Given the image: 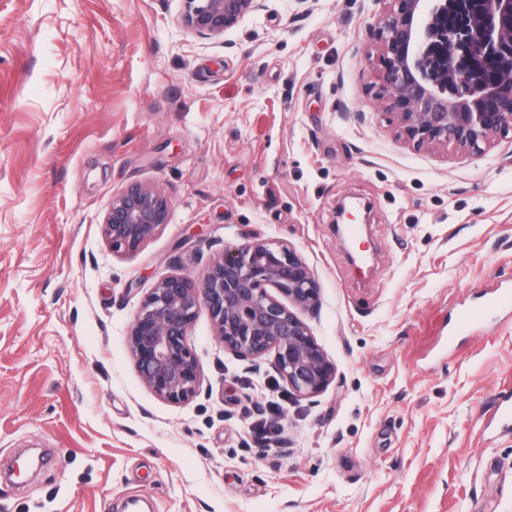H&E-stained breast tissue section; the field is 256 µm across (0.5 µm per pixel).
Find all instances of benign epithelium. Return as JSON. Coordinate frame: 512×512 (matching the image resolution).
Here are the masks:
<instances>
[{
	"label": "benign epithelium",
	"instance_id": "1",
	"mask_svg": "<svg viewBox=\"0 0 512 512\" xmlns=\"http://www.w3.org/2000/svg\"><path fill=\"white\" fill-rule=\"evenodd\" d=\"M183 21L201 36H216L260 11L264 0H184ZM371 32L381 71L377 95L398 121L397 136L417 149L483 154L512 131V0H380ZM495 56L502 82L484 83L478 63ZM169 202L133 184L112 200L102 231L112 250L137 253L168 224ZM295 307L313 310L319 287L306 261L284 241L224 247L199 282L173 274L141 301L128 336L145 385L173 404L193 399L202 372L187 344L201 308L209 312L224 349L248 360L272 357L292 393L325 392L336 370Z\"/></svg>",
	"mask_w": 512,
	"mask_h": 512
}]
</instances>
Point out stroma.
I'll list each match as a JSON object with an SVG mask.
<instances>
[{
	"label": "stroma",
	"mask_w": 512,
	"mask_h": 512,
	"mask_svg": "<svg viewBox=\"0 0 512 512\" xmlns=\"http://www.w3.org/2000/svg\"><path fill=\"white\" fill-rule=\"evenodd\" d=\"M184 0H0V512H512V312L454 348L457 312L512 281V133L483 155L418 150L376 98L381 0H265L221 36ZM170 201L132 255L102 233L129 185ZM371 202L356 267L332 215ZM283 240L319 285L302 312L336 368L296 398L270 359L225 350L207 309L203 374L173 404L127 336L161 278L225 246ZM279 403L269 452L259 410Z\"/></svg>",
	"instance_id": "1"
}]
</instances>
